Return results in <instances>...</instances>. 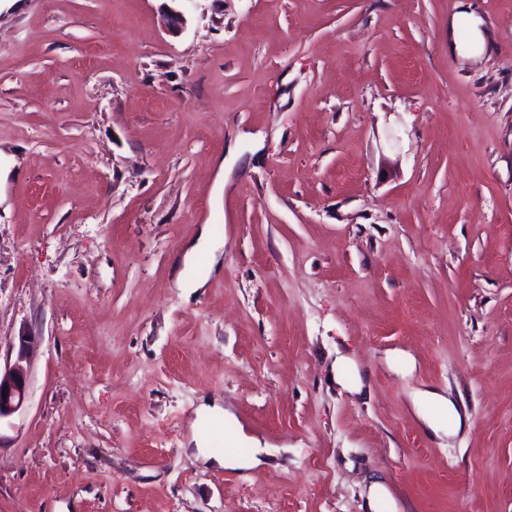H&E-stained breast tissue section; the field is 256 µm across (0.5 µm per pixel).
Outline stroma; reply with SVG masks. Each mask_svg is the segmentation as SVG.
Returning <instances> with one entry per match:
<instances>
[{
  "label": "stroma",
  "instance_id": "stroma-1",
  "mask_svg": "<svg viewBox=\"0 0 512 512\" xmlns=\"http://www.w3.org/2000/svg\"><path fill=\"white\" fill-rule=\"evenodd\" d=\"M23 328L0 512H512V0H0L1 364ZM207 400L263 465L197 459ZM36 337L23 328L11 341L16 356L2 371L0 364V421L20 410L28 395L29 357ZM418 408L423 418L426 420L428 425L434 430H443L440 425L433 420L428 409H433L437 415H447L448 419L452 421V425L448 426V434L457 432L461 425L460 415L454 405V403L435 391H422L418 396Z\"/></svg>",
  "mask_w": 512,
  "mask_h": 512
}]
</instances>
